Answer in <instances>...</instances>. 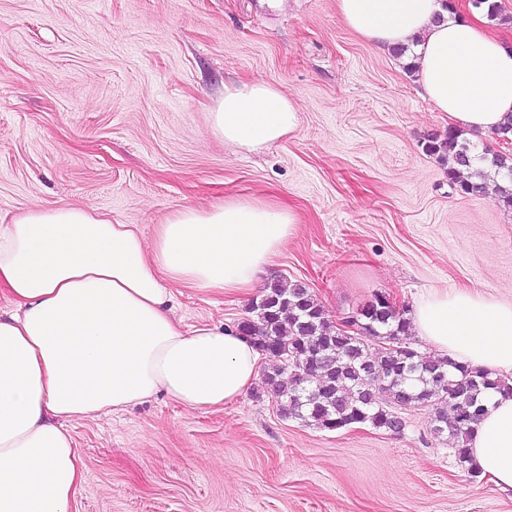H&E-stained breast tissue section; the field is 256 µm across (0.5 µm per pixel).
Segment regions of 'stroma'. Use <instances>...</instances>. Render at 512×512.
<instances>
[{
    "instance_id": "stroma-1",
    "label": "stroma",
    "mask_w": 512,
    "mask_h": 512,
    "mask_svg": "<svg viewBox=\"0 0 512 512\" xmlns=\"http://www.w3.org/2000/svg\"><path fill=\"white\" fill-rule=\"evenodd\" d=\"M411 61L360 40L336 0H0V224L80 205L149 237L182 207L259 198L299 220L261 283L306 284L332 320L378 293L512 299V211L426 152L448 118ZM255 78L298 101L300 125L236 151L210 114ZM251 302L183 288L172 314L234 329ZM398 415L397 434L328 431L280 417L259 382L220 411L158 394L73 426L86 480L71 512H512L431 434L430 410Z\"/></svg>"
}]
</instances>
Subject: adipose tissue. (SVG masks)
I'll return each instance as SVG.
<instances>
[{
	"label": "adipose tissue",
	"mask_w": 512,
	"mask_h": 512,
	"mask_svg": "<svg viewBox=\"0 0 512 512\" xmlns=\"http://www.w3.org/2000/svg\"><path fill=\"white\" fill-rule=\"evenodd\" d=\"M363 41L410 46L414 81L450 126L497 132L512 116V41L481 13L444 0H336ZM299 107L272 83L225 87L211 127L253 151L298 129ZM294 211L263 200L182 208L145 237L80 206L20 210L0 224V512H70L85 480L72 424L164 393L192 411L241 399L261 371L238 331L184 329L174 290L234 296L293 236ZM441 356L512 384V300L477 288L434 290L412 311ZM469 465L512 492V395L488 390Z\"/></svg>",
	"instance_id": "1"
}]
</instances>
